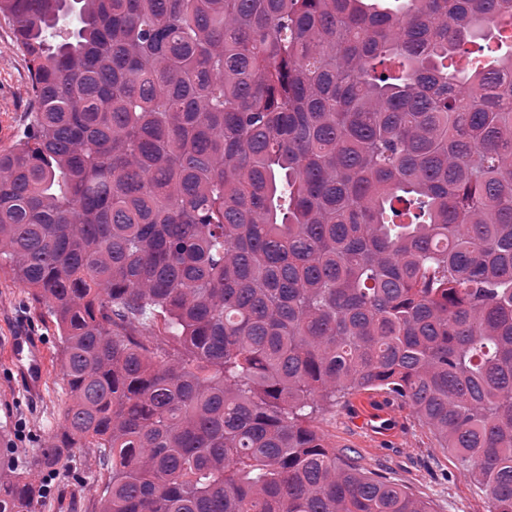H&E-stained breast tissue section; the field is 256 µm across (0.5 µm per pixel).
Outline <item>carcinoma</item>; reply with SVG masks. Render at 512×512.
Instances as JSON below:
<instances>
[{
  "mask_svg": "<svg viewBox=\"0 0 512 512\" xmlns=\"http://www.w3.org/2000/svg\"><path fill=\"white\" fill-rule=\"evenodd\" d=\"M1 16L30 84L0 271L68 398L38 468L98 512H434L314 424L385 390L512 512V0ZM0 444V512H39Z\"/></svg>",
  "mask_w": 512,
  "mask_h": 512,
  "instance_id": "cac0c4a2",
  "label": "carcinoma"
}]
</instances>
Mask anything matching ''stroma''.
<instances>
[{"instance_id": "obj_1", "label": "stroma", "mask_w": 512, "mask_h": 512, "mask_svg": "<svg viewBox=\"0 0 512 512\" xmlns=\"http://www.w3.org/2000/svg\"><path fill=\"white\" fill-rule=\"evenodd\" d=\"M28 89V63L16 48L12 24L0 18V149L11 146L24 130ZM21 326L48 350L47 381L35 396L21 389L4 357L10 336ZM66 404L53 321L26 288L0 272V426L12 431L17 463L34 471L37 480L53 481L57 487L41 512H68L70 475L62 470L50 479L36 465V441L59 427ZM316 425L337 451L351 455L362 468L404 484L431 502L435 512H490L488 499L461 474L455 456L440 448L409 403L368 391L319 413Z\"/></svg>"}]
</instances>
